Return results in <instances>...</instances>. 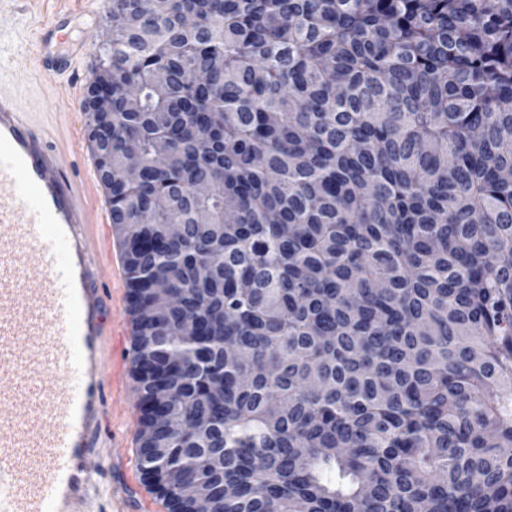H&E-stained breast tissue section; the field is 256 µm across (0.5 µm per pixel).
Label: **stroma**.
<instances>
[{
  "mask_svg": "<svg viewBox=\"0 0 512 512\" xmlns=\"http://www.w3.org/2000/svg\"><path fill=\"white\" fill-rule=\"evenodd\" d=\"M96 13L84 11L79 0H0V66L9 67L5 86L14 91L30 112L35 128L48 129L68 179L83 187L91 223L102 232L92 238L106 286L108 332L103 338L106 362L114 381L106 388L104 427L115 443L107 457L91 456L89 467L97 485L92 512H111L113 499L125 501L127 512H168L164 498L145 478L138 465L137 383L132 375L129 288L117 236L101 206L106 191L100 181H86L82 169L89 157V115L84 112L87 87L93 76L84 71L71 83L51 71L38 68L25 49L36 29L50 20L65 26L71 40L89 42L93 57H100L107 44L110 21L105 0H95Z\"/></svg>",
  "mask_w": 512,
  "mask_h": 512,
  "instance_id": "obj_1",
  "label": "stroma"
}]
</instances>
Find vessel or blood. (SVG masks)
Segmentation results:
<instances>
[{
	"instance_id": "1",
	"label": "vessel or blood",
	"mask_w": 512,
	"mask_h": 512,
	"mask_svg": "<svg viewBox=\"0 0 512 512\" xmlns=\"http://www.w3.org/2000/svg\"><path fill=\"white\" fill-rule=\"evenodd\" d=\"M36 56L89 66L54 25ZM96 225L66 181L50 135L0 91V512H90L88 457L108 448L105 303L90 247Z\"/></svg>"
}]
</instances>
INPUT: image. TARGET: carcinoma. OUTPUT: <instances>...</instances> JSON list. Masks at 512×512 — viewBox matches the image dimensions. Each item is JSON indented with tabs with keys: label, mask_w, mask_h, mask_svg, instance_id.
Returning a JSON list of instances; mask_svg holds the SVG:
<instances>
[{
	"label": "carcinoma",
	"mask_w": 512,
	"mask_h": 512,
	"mask_svg": "<svg viewBox=\"0 0 512 512\" xmlns=\"http://www.w3.org/2000/svg\"><path fill=\"white\" fill-rule=\"evenodd\" d=\"M112 10L89 140L169 510L512 512V0Z\"/></svg>",
	"instance_id": "carcinoma-1"
}]
</instances>
